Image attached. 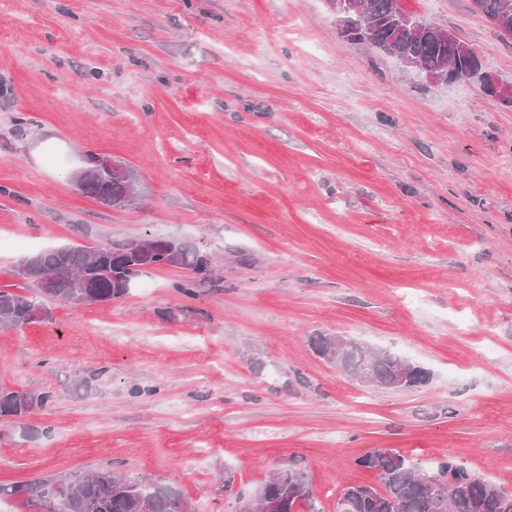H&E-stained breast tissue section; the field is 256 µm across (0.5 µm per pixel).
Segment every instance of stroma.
I'll return each mask as SVG.
<instances>
[{"instance_id": "1", "label": "stroma", "mask_w": 512, "mask_h": 512, "mask_svg": "<svg viewBox=\"0 0 512 512\" xmlns=\"http://www.w3.org/2000/svg\"><path fill=\"white\" fill-rule=\"evenodd\" d=\"M512 82V37L469 0H406ZM134 168L109 208L70 173ZM0 289L43 249L175 236L216 286L149 269L121 299L0 327V389L48 391L0 423V484L104 465L235 512L273 471L313 501L378 485L356 460L447 456L512 492V107L421 89L346 41L325 0H7L0 8ZM345 336L423 367L360 385L319 357ZM85 163L87 166H84L72 174V185L74 190L78 193L81 191L82 183L85 178H88L95 173L108 170L112 168V172L121 174L124 172V168L119 160L114 158H109L107 156H102L99 154H93L91 156H86Z\"/></svg>"}]
</instances>
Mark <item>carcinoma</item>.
<instances>
[{
	"instance_id": "obj_1",
	"label": "carcinoma",
	"mask_w": 512,
	"mask_h": 512,
	"mask_svg": "<svg viewBox=\"0 0 512 512\" xmlns=\"http://www.w3.org/2000/svg\"><path fill=\"white\" fill-rule=\"evenodd\" d=\"M397 0H368L372 16L386 18ZM481 15L512 31V0H482ZM368 40L391 41L404 54L425 67L457 65V79H469L480 60L460 39L440 38L432 26L397 31L375 30ZM83 196L103 205L125 208L136 196L129 182L95 177ZM37 277L14 269V275L30 288L21 294L0 290V326L22 327L49 318L48 304L61 302L71 307L124 297L133 280L145 269L181 267L192 272L200 265L197 248L177 237L107 240L94 248L54 247L28 256ZM180 295L194 298L197 280L189 276L173 284ZM310 344L318 356L333 364L351 380L362 385L393 387L401 369H407L403 388H416L429 381L428 372L391 351L366 348L353 339L336 347L334 336H312ZM51 398L48 392L0 390V419H22ZM356 465L378 474L383 490L357 484L344 488L337 512H512V493L489 483L454 457L425 471L392 448H373L356 459ZM14 497L34 512H196L179 490L147 484L119 474L107 464L77 481L69 475H49L0 485V497ZM261 496L272 506L269 512H296L311 500L307 475L294 468H281L263 484Z\"/></svg>"
}]
</instances>
